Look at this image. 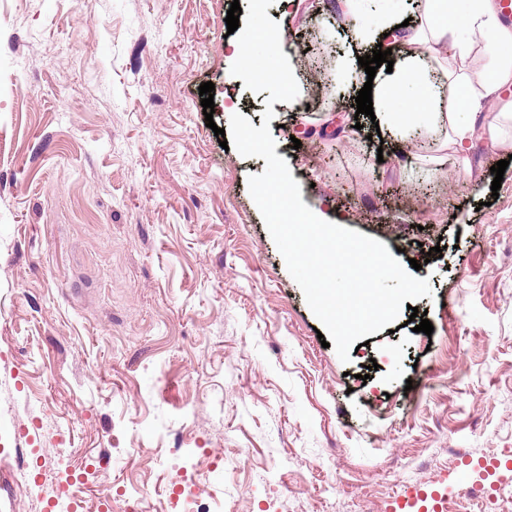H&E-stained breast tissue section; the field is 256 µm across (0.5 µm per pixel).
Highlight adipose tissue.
<instances>
[{
  "label": "adipose tissue",
  "instance_id": "ef3b65f1",
  "mask_svg": "<svg viewBox=\"0 0 512 512\" xmlns=\"http://www.w3.org/2000/svg\"><path fill=\"white\" fill-rule=\"evenodd\" d=\"M391 35L401 47L404 58L391 80L372 88L373 101L383 103V123L397 129H411L422 121L443 126L444 145L460 157H467L478 129H486L495 142L503 140L504 124L512 122V106L500 112L498 123L485 125L482 112L486 101L501 97L512 86V56L501 50L512 47V27L504 24L493 0H424L413 26L397 27L385 16L372 26L356 31L359 43L373 44ZM484 48L489 56L482 69L466 66L475 48ZM434 55L443 83L431 89L417 61L424 52ZM416 82L419 93L406 111H399L401 91Z\"/></svg>",
  "mask_w": 512,
  "mask_h": 512
}]
</instances>
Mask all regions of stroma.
Returning a JSON list of instances; mask_svg holds the SVG:
<instances>
[{
    "instance_id": "1",
    "label": "stroma",
    "mask_w": 512,
    "mask_h": 512,
    "mask_svg": "<svg viewBox=\"0 0 512 512\" xmlns=\"http://www.w3.org/2000/svg\"><path fill=\"white\" fill-rule=\"evenodd\" d=\"M231 2L0 0V512H61L67 473L86 512L122 503L175 448L223 454L211 490L235 512H387L454 479L451 449L512 450V164L499 192L490 172L512 146L476 140L466 168L432 163L430 124L319 138L371 49L313 0L268 8L299 86L268 123L303 202L431 287L341 361L249 192L265 160L213 133L227 97L257 128L269 108L230 73ZM398 146L407 163L378 162Z\"/></svg>"
}]
</instances>
